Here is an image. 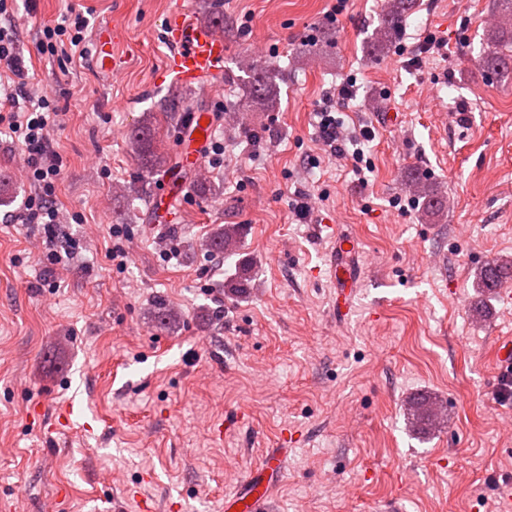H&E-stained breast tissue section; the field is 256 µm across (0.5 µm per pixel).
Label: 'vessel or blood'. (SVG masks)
<instances>
[{"label": "vessel or blood", "mask_w": 512, "mask_h": 512, "mask_svg": "<svg viewBox=\"0 0 512 512\" xmlns=\"http://www.w3.org/2000/svg\"><path fill=\"white\" fill-rule=\"evenodd\" d=\"M164 40L169 47L162 69L163 77L177 86H207L222 79L226 70V48L216 28L198 21L183 11L173 10L166 18ZM127 62L125 55L112 49L111 31H103L98 39L96 65L99 71L109 74L121 71ZM355 245L349 239H337L332 264L337 280L342 286L337 290V304H344L351 291L348 259ZM286 455L266 451L261 463L231 495V502L240 512H265L272 487L284 471Z\"/></svg>", "instance_id": "b4317fda"}]
</instances>
